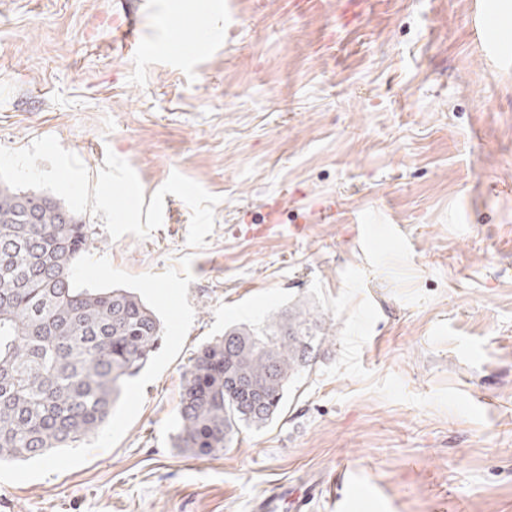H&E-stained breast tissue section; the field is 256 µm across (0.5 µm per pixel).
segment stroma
Returning <instances> with one entry per match:
<instances>
[{
  "instance_id": "stroma-1",
  "label": "stroma",
  "mask_w": 512,
  "mask_h": 512,
  "mask_svg": "<svg viewBox=\"0 0 512 512\" xmlns=\"http://www.w3.org/2000/svg\"><path fill=\"white\" fill-rule=\"evenodd\" d=\"M0 178L164 327L96 438L0 465V512H512V0H0ZM300 300L330 338L283 414L174 448L197 348Z\"/></svg>"
}]
</instances>
